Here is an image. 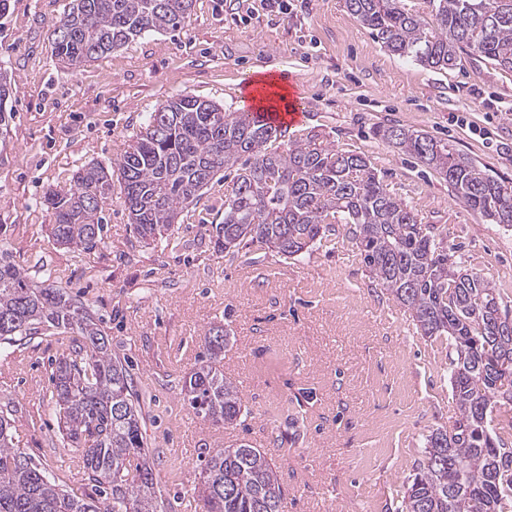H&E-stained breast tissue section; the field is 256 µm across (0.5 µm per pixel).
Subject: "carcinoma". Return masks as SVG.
I'll return each instance as SVG.
<instances>
[{
  "instance_id": "carcinoma-1",
  "label": "carcinoma",
  "mask_w": 512,
  "mask_h": 512,
  "mask_svg": "<svg viewBox=\"0 0 512 512\" xmlns=\"http://www.w3.org/2000/svg\"><path fill=\"white\" fill-rule=\"evenodd\" d=\"M428 15L403 0H345L347 10L391 53L444 71L461 55L512 69V0H424ZM192 0H71L55 27L53 50L70 66L95 60L147 32L174 29ZM376 134L442 174L456 197L493 224H512V182L425 132L390 126ZM285 131L253 112H225L211 101L180 97L151 112L119 162L124 204L137 238L172 240L179 212L215 175L235 169L224 195L215 245L245 243L298 257L343 231L382 288L410 307L423 335L454 346L451 384L458 416L451 431L426 438L424 459L407 488L406 512H512V446L493 427L499 400L512 402V317L491 282L467 272L437 242L436 228L396 198L364 157L340 152L312 133L280 153ZM112 170L89 163L68 187L51 189V236L79 251L103 244L101 202ZM0 240V353L35 336H55L50 393L67 447L93 494L59 488L17 447L0 409V512H165L145 450L139 396L127 360L89 307L56 285L4 260ZM182 391L195 414L234 425L237 387L224 377V329L205 337ZM202 512H280L282 486L267 454L247 444L206 448Z\"/></svg>"
}]
</instances>
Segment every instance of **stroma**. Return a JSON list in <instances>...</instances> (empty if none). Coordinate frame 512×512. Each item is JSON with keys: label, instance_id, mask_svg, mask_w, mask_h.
I'll return each instance as SVG.
<instances>
[{"label": "stroma", "instance_id": "stroma-1", "mask_svg": "<svg viewBox=\"0 0 512 512\" xmlns=\"http://www.w3.org/2000/svg\"><path fill=\"white\" fill-rule=\"evenodd\" d=\"M289 2L272 17L262 0H193L183 27L142 34L76 68L52 51L70 0H10L0 17V71L11 84L0 117V236L19 267H52L102 319L113 352L132 362L167 512H198L201 449L242 443L276 464L282 512H400L426 436L457 416L455 350L421 335L351 244L328 242L297 259L215 248L209 227L224 220L231 178H216L183 210L178 246L137 241L117 181L101 205L103 244L83 252L55 243L45 193L67 187L83 165L119 163L167 100L244 112L245 77L288 73L301 117L279 150L313 131L366 158L512 311V226L484 221L443 176L375 134L380 125L428 133L512 181V70L467 55L429 69L388 52L345 0ZM216 325L227 337L224 374L244 406L227 428L194 414L181 394ZM57 349L43 337L0 356V407L12 412L15 444L60 487L85 494L50 399Z\"/></svg>", "mask_w": 512, "mask_h": 512}]
</instances>
